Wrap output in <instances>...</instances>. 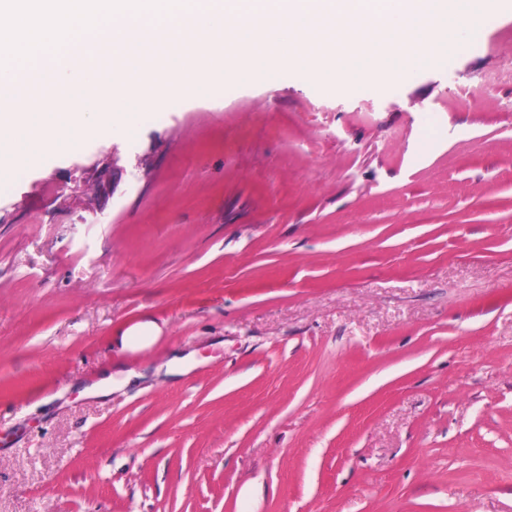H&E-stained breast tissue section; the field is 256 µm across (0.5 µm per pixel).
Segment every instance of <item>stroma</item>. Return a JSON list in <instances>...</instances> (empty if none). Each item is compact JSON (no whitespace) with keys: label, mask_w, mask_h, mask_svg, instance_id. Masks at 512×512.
Instances as JSON below:
<instances>
[{"label":"stroma","mask_w":512,"mask_h":512,"mask_svg":"<svg viewBox=\"0 0 512 512\" xmlns=\"http://www.w3.org/2000/svg\"><path fill=\"white\" fill-rule=\"evenodd\" d=\"M136 126L0 184V512H512V0ZM160 327L154 321H140L128 327L121 336L124 350L140 351L151 346L159 337Z\"/></svg>","instance_id":"stroma-1"}]
</instances>
